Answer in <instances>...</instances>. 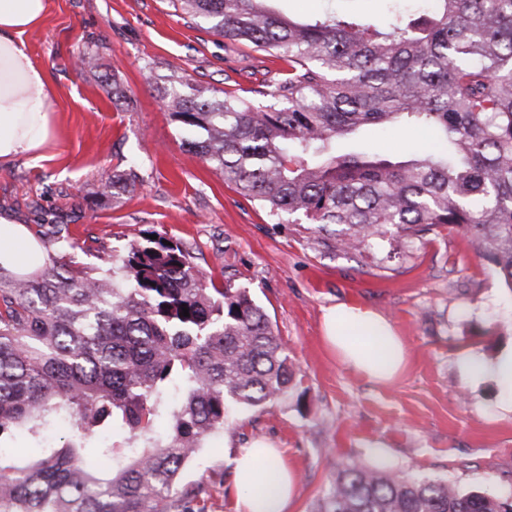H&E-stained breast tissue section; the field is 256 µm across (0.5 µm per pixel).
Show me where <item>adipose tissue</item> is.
Instances as JSON below:
<instances>
[{
	"mask_svg": "<svg viewBox=\"0 0 512 512\" xmlns=\"http://www.w3.org/2000/svg\"><path fill=\"white\" fill-rule=\"evenodd\" d=\"M47 0H0V163L40 149L47 141L51 87L31 58L23 36L39 26ZM43 249L25 239L14 220L0 217V266L27 272L41 263ZM323 342L356 374L378 384L393 382L408 353L393 324L372 309L343 302L325 308ZM465 381L493 378L499 406L512 412V353L487 360L460 358ZM296 476L277 449L258 440L240 449L234 466L236 512H291Z\"/></svg>",
	"mask_w": 512,
	"mask_h": 512,
	"instance_id": "adipose-tissue-1",
	"label": "adipose tissue"
}]
</instances>
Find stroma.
Returning <instances> with one entry per match:
<instances>
[{"label": "stroma", "mask_w": 512, "mask_h": 512, "mask_svg": "<svg viewBox=\"0 0 512 512\" xmlns=\"http://www.w3.org/2000/svg\"><path fill=\"white\" fill-rule=\"evenodd\" d=\"M46 72L51 131L35 153L0 165V216L27 236L68 227L69 241L123 250L156 231L182 242L206 278L248 289L285 345L296 378L264 407L230 406L223 430L190 459L183 482L209 484V512H235L232 460L263 439L297 472L294 512H312L341 463L442 479L472 491H512V413L487 378L462 380L463 352L492 360L512 349V290L459 235L392 251L384 267L315 245L278 223L200 157L162 102L173 81L238 92L285 74L284 61L234 43L174 12L169 0H49L29 31ZM369 151L403 159L431 145L426 132L365 129ZM119 171L133 185H113ZM345 302L387 317L409 365L379 386L324 346V308Z\"/></svg>", "instance_id": "obj_1"}]
</instances>
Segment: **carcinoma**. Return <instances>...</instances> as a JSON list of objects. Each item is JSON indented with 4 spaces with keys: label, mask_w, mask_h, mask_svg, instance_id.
<instances>
[{
    "label": "carcinoma",
    "mask_w": 512,
    "mask_h": 512,
    "mask_svg": "<svg viewBox=\"0 0 512 512\" xmlns=\"http://www.w3.org/2000/svg\"><path fill=\"white\" fill-rule=\"evenodd\" d=\"M272 2L171 0L288 63L248 96L169 90L183 145L329 250L446 230L512 290V0H432L394 25ZM366 126L427 131L446 150L336 153ZM165 239L71 244L84 261L49 242L32 272L0 266V451L23 458L0 457V512H207L185 463L230 405L288 394L294 372L264 309L245 288L207 285L190 249ZM68 425L79 442L48 451ZM313 512H512V498L350 460Z\"/></svg>",
    "instance_id": "carcinoma-1"
}]
</instances>
